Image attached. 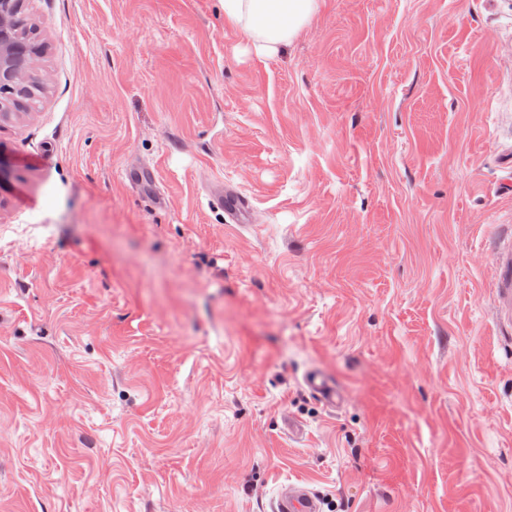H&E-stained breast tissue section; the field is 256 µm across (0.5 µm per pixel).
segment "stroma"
<instances>
[{
    "instance_id": "1",
    "label": "stroma",
    "mask_w": 512,
    "mask_h": 512,
    "mask_svg": "<svg viewBox=\"0 0 512 512\" xmlns=\"http://www.w3.org/2000/svg\"><path fill=\"white\" fill-rule=\"evenodd\" d=\"M22 19L0 512H512V0H320L271 57L219 0ZM209 195L224 209V215L231 223L246 224L249 222L250 204L232 184L218 180L213 184ZM305 385L330 408H336L341 400L334 383L320 370L310 371L305 377ZM321 499L302 482H288L279 490L275 512H321Z\"/></svg>"
}]
</instances>
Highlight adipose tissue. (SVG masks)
<instances>
[{"label": "adipose tissue", "instance_id": "adipose-tissue-1", "mask_svg": "<svg viewBox=\"0 0 512 512\" xmlns=\"http://www.w3.org/2000/svg\"><path fill=\"white\" fill-rule=\"evenodd\" d=\"M226 24L243 29L257 54H276L316 12L319 0H221Z\"/></svg>", "mask_w": 512, "mask_h": 512}]
</instances>
